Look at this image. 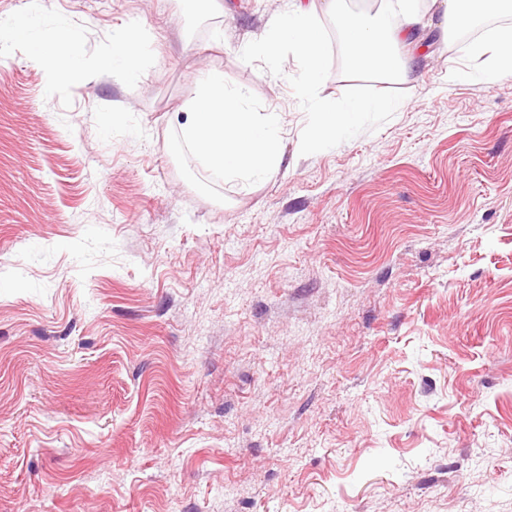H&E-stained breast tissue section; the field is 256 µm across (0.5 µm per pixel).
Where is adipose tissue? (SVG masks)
Wrapping results in <instances>:
<instances>
[{"label": "adipose tissue", "instance_id": "ef3b65f1", "mask_svg": "<svg viewBox=\"0 0 512 512\" xmlns=\"http://www.w3.org/2000/svg\"><path fill=\"white\" fill-rule=\"evenodd\" d=\"M342 0H322L321 6L302 9L289 6L258 37L243 42L249 56L275 59L282 50L294 52L301 63L299 96L310 97L324 75V36L321 13H338ZM397 24L387 17L368 20L346 16L342 25L355 70H382L394 67L398 76H407L413 53L394 55L396 46L407 44V26L421 22L420 0H397ZM449 30L473 25L486 16H512V0H445ZM25 41L31 58L49 67L55 78L66 83L83 82L86 74L77 53L60 41L29 38L25 28L0 20V38ZM474 79L488 83L512 77V25L497 27L486 40L470 48ZM394 101L383 97L349 99L340 104L314 105V128L304 143L307 152L318 153L337 140L354 134L371 112L396 110ZM184 137L208 164L225 177L252 182L273 175L279 168L283 150L281 116L277 112L251 111L243 95L228 88L223 74L213 72L192 85L183 123Z\"/></svg>", "mask_w": 512, "mask_h": 512}]
</instances>
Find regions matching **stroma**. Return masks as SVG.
<instances>
[{"mask_svg":"<svg viewBox=\"0 0 512 512\" xmlns=\"http://www.w3.org/2000/svg\"><path fill=\"white\" fill-rule=\"evenodd\" d=\"M287 7L0 0L88 75L0 41V512H512V78L439 0L388 84L321 15L314 99L399 108L311 154L298 59L239 50ZM208 70L280 113L273 176L183 140ZM475 72L470 77L483 83L512 77V25L497 27L490 37L470 48ZM138 63L136 46L125 36L113 38L112 69L131 70Z\"/></svg>","mask_w":512,"mask_h":512,"instance_id":"1","label":"stroma"}]
</instances>
